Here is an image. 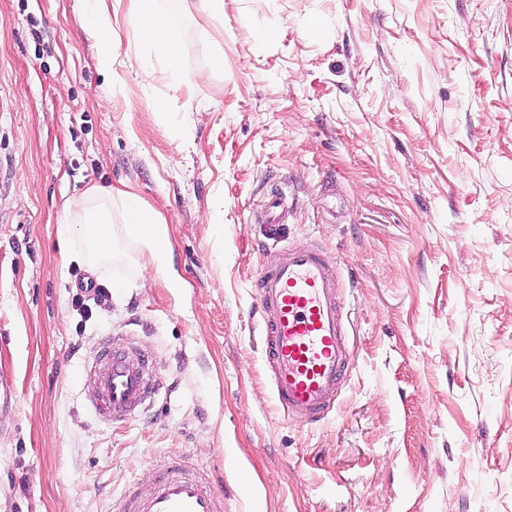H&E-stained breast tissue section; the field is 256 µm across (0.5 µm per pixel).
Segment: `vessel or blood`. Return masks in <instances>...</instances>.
<instances>
[{
  "label": "vessel or blood",
  "instance_id": "1",
  "mask_svg": "<svg viewBox=\"0 0 512 512\" xmlns=\"http://www.w3.org/2000/svg\"><path fill=\"white\" fill-rule=\"evenodd\" d=\"M338 284L337 268L315 246L268 255L254 283L272 390L286 418L316 422L336 403L349 363ZM133 350L127 339L106 336L84 372L90 408L112 425L137 418L157 393ZM153 471L151 481L113 503L112 512H224V496L209 473L170 458L158 460Z\"/></svg>",
  "mask_w": 512,
  "mask_h": 512
}]
</instances>
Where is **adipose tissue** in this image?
Segmentation results:
<instances>
[{"instance_id": "obj_1", "label": "adipose tissue", "mask_w": 512, "mask_h": 512, "mask_svg": "<svg viewBox=\"0 0 512 512\" xmlns=\"http://www.w3.org/2000/svg\"><path fill=\"white\" fill-rule=\"evenodd\" d=\"M129 17L140 40L151 55L161 61L172 76L176 88H187L191 77L181 71V34L158 12L154 0H133ZM86 32L97 49V64L103 72H111L115 46L109 18L100 10L99 0H89ZM122 210L124 223L113 220L115 210ZM82 224L89 251L88 268L111 261L117 254L119 241L128 240L147 251L155 278L174 284L169 266L168 226L143 204L133 193L111 189L105 192L90 190L75 222L60 225L61 240H68L75 224Z\"/></svg>"}]
</instances>
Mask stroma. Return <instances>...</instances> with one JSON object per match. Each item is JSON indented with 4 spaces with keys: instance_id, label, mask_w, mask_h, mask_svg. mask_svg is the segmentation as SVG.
Returning <instances> with one entry per match:
<instances>
[{
    "instance_id": "1",
    "label": "stroma",
    "mask_w": 512,
    "mask_h": 512,
    "mask_svg": "<svg viewBox=\"0 0 512 512\" xmlns=\"http://www.w3.org/2000/svg\"><path fill=\"white\" fill-rule=\"evenodd\" d=\"M106 5L108 77L85 0H0V512H109L163 457L215 469L224 512H512V0H156L179 91L139 68L131 0ZM95 187L160 215L182 287L141 283L133 245L64 263ZM313 244L350 368L306 423L276 406L254 281ZM110 332L161 383L125 425L84 408ZM89 3L85 31L95 42L98 67L103 72L112 74V58L115 54L112 26L109 18L99 9V0H89ZM80 291L81 293L85 294H77L73 299L72 304L74 305L75 310L79 312L81 317L88 319L91 316V307L88 302L91 300L96 302L99 296L102 295L103 289L98 287L94 282L90 281L86 284V288H83L82 286Z\"/></svg>"
}]
</instances>
